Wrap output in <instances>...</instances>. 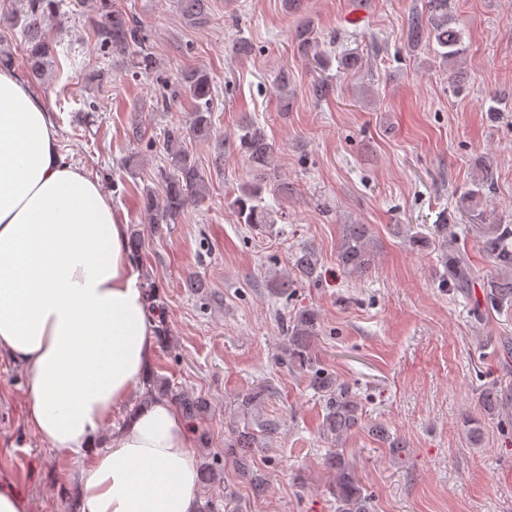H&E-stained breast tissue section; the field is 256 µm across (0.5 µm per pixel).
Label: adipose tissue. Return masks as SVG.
Segmentation results:
<instances>
[{"instance_id": "obj_1", "label": "adipose tissue", "mask_w": 512, "mask_h": 512, "mask_svg": "<svg viewBox=\"0 0 512 512\" xmlns=\"http://www.w3.org/2000/svg\"><path fill=\"white\" fill-rule=\"evenodd\" d=\"M128 227L99 183L64 161L50 112L0 70V357L25 371L26 423L82 458V512H196V453L157 399L98 438L155 355Z\"/></svg>"}]
</instances>
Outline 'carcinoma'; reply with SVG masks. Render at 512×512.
<instances>
[{
	"label": "carcinoma",
	"mask_w": 512,
	"mask_h": 512,
	"mask_svg": "<svg viewBox=\"0 0 512 512\" xmlns=\"http://www.w3.org/2000/svg\"><path fill=\"white\" fill-rule=\"evenodd\" d=\"M12 12L14 21L23 22L28 33L27 65L31 75L42 77L53 63V45L41 36V25L58 8L57 0H15ZM181 14L187 24L200 26L209 19L210 0H179ZM94 34L99 47L108 52L128 57L129 71L137 76L159 70L161 63L148 45L147 26L131 14L117 7V0H98L94 18ZM407 36L411 45L416 46L426 37L436 44L435 55L452 66L458 64L463 55V33L452 26L449 14V0H426V11H414L407 19ZM297 51L303 56L322 62L319 52L320 41L314 26L305 21L295 31ZM185 95L194 102V112L189 125L173 127L166 132L163 149L168 156L169 169L161 173L162 190L155 193L146 190L141 199L153 231L162 224H175L191 203L202 202L207 195L205 178L196 162L185 151L182 143L191 138L195 141L210 140L215 133L210 112L211 78L202 71H190L182 75L176 86L162 84L160 97L164 100ZM235 140V148L245 158L253 174L252 181L240 187L239 194L230 205L238 223L254 232L267 233L283 213L277 209L279 202L293 192L286 182L273 186V203L265 202L267 176L275 155V146L258 124L243 122ZM482 178L474 189L460 197V206L470 212L475 210L483 189L492 185L494 172L485 161H478ZM476 231L481 247L492 258L499 273L484 285L486 306L501 310L512 306V225L477 224ZM438 251L443 267L442 283L464 291L469 288L474 271L466 253L460 250L457 233L448 225V217L437 224ZM376 243L368 224L341 225V238L337 261L349 277H360L367 273L376 262ZM319 262L314 250L303 248L292 254L288 268L277 273L271 280L272 291L280 296L303 282L317 280ZM287 339L288 364L312 371L313 386L325 401L326 414L323 432L332 442L339 444L360 429H367L371 437L391 449L395 456L406 451L407 442L389 432L382 422H365L362 404L352 388L334 376L317 367L310 350L311 340L320 333V317L317 310L307 308L299 311L283 324ZM149 389L168 399L190 419L205 407L201 399H193L162 379L152 380ZM480 404L489 415L498 419V428L503 432L512 431V415L505 408L502 394L495 389L485 390ZM327 468L335 472L334 497L336 512H376L371 494L363 486L356 472L350 468L344 455L332 451L327 456Z\"/></svg>",
	"instance_id": "obj_1"
}]
</instances>
